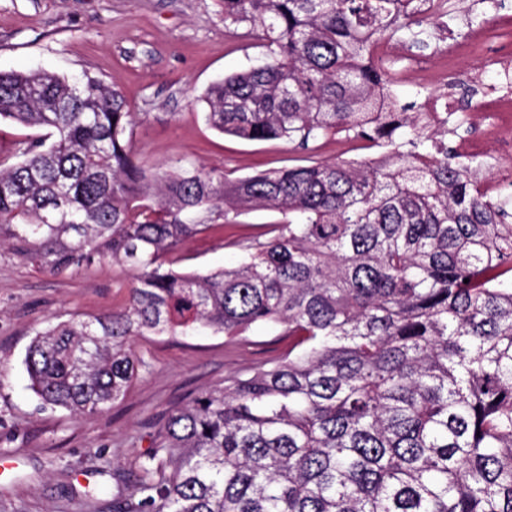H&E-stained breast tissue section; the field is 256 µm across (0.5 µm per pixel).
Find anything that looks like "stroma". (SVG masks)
I'll return each mask as SVG.
<instances>
[{
  "instance_id": "stroma-1",
  "label": "stroma",
  "mask_w": 512,
  "mask_h": 512,
  "mask_svg": "<svg viewBox=\"0 0 512 512\" xmlns=\"http://www.w3.org/2000/svg\"><path fill=\"white\" fill-rule=\"evenodd\" d=\"M499 42L491 36L449 64L447 85L458 107L473 102L472 80L496 84L492 57ZM262 56L261 48L228 35L222 0H0V71L86 73L119 88L137 114L134 149L148 163L236 178L311 157L361 156L358 143L342 137L305 152L279 140L224 136L206 125L204 90ZM277 218L252 211L236 225L186 240L173 256L176 270L233 266L240 257L234 240L263 236ZM134 285L132 272L108 262L52 276L0 248V459L11 465L0 477V512H142L131 490L112 496L113 468L137 472L173 406L288 350L287 337L264 326L235 340L212 333L139 336L138 375L122 402L87 417L41 409L24 366L35 333L122 308ZM100 484L107 493L91 496Z\"/></svg>"
}]
</instances>
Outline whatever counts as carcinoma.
I'll list each match as a JSON object with an SVG mask.
<instances>
[{"label": "carcinoma", "mask_w": 512, "mask_h": 512, "mask_svg": "<svg viewBox=\"0 0 512 512\" xmlns=\"http://www.w3.org/2000/svg\"><path fill=\"white\" fill-rule=\"evenodd\" d=\"M262 63L204 93L206 123L295 148L383 140L381 160L311 161L230 179L148 165L135 113L100 79L0 72V122L37 132L0 154V247L50 275L136 273L120 311L36 333L24 363L46 406L102 413L137 375L134 336L231 339L281 328L288 353L169 411L133 492L149 512H512L509 203L405 103L376 40L427 44L412 0H223ZM255 210L271 236L237 265L166 256Z\"/></svg>", "instance_id": "obj_1"}]
</instances>
